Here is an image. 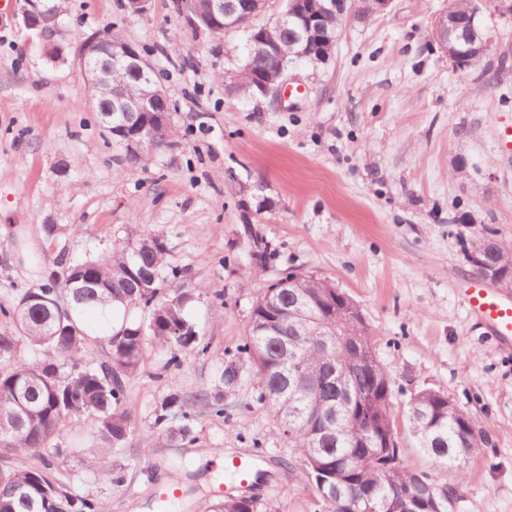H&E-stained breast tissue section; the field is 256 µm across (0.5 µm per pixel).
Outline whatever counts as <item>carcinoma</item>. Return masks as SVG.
<instances>
[{
    "label": "carcinoma",
    "mask_w": 512,
    "mask_h": 512,
    "mask_svg": "<svg viewBox=\"0 0 512 512\" xmlns=\"http://www.w3.org/2000/svg\"><path fill=\"white\" fill-rule=\"evenodd\" d=\"M48 14L36 21L44 41L58 35L54 15H66L64 0H45ZM266 34L262 27L247 31L248 53L234 91L253 96L260 84L277 77L280 54L288 44L306 37L301 21L291 18L273 26L272 34L281 53L259 52L257 44ZM101 38L114 45L126 43L141 56L146 48L107 27ZM112 87L139 95L141 82L122 70L112 73ZM253 264L264 267L276 248L257 231L249 232ZM166 248L157 234L141 233L134 239L114 243L100 254L78 259L60 257L45 266L43 283L33 288H15L8 303L0 302V458L31 454L40 463L14 469L0 468V512H110L105 500L71 494L50 475L62 444L72 447L90 440L82 449L83 462L104 473L110 483L124 482L123 475L105 466L108 453L123 448L135 429L134 415L125 406L126 381L140 373L149 348L169 353L166 367H178L181 355L203 353V342L185 313L190 296L173 283L183 270L168 266ZM468 258L477 271L484 262H498L501 277L512 282V246L485 238L472 245ZM68 271V278L53 277ZM288 286H280L281 281ZM336 297V285L325 278L289 272L261 289L252 306L246 341L238 353L245 355L258 380L257 400L267 404L284 427L290 447L304 459L326 467L325 482L307 469L311 487L326 512L336 506L324 498L322 485L336 484V462L345 457L362 459L345 477L344 500L359 503L360 512H385L411 490L425 487L434 494L458 493V486L439 482L425 471L400 468L383 473L364 461L372 449L360 445L364 426L362 413L381 416L388 412L393 390L381 360L352 363L340 347L320 350L321 333H349L359 347L375 348L371 327L360 323L346 305L327 301ZM300 305L313 311L321 324L300 336L288 337V354L300 366V379L288 382L283 348L278 332L282 323L293 324ZM113 308L122 312L121 322L100 339L85 322L89 310ZM346 371L356 399L337 398L336 389L323 383L327 368ZM240 380L237 359L227 362L215 380L217 391L205 392L200 411L172 392L153 404V428L167 433L171 441L196 440L194 424L199 413H224L223 389ZM83 420L90 431L76 429ZM412 436L425 454L450 468L479 454L485 443L470 416L447 395L433 389L414 394L408 415ZM212 512H265L252 496L217 498Z\"/></svg>",
    "instance_id": "cac0c4a2"
}]
</instances>
